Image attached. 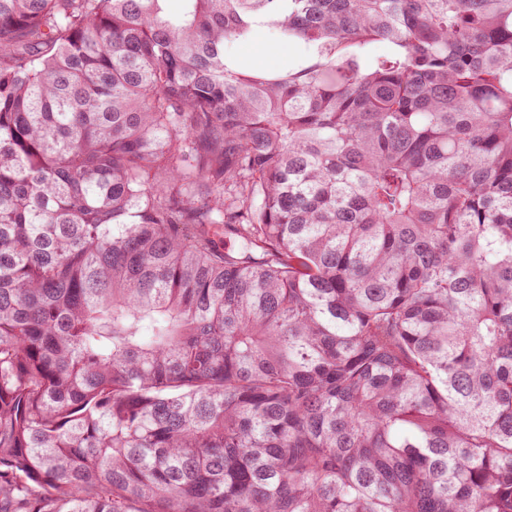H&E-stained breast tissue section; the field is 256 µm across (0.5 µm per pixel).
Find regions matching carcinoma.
Returning a JSON list of instances; mask_svg holds the SVG:
<instances>
[{
  "mask_svg": "<svg viewBox=\"0 0 512 512\" xmlns=\"http://www.w3.org/2000/svg\"><path fill=\"white\" fill-rule=\"evenodd\" d=\"M170 2L0 0V512H512V0ZM224 51L229 56L248 62H276L281 57L276 35L268 30L259 31L248 42L226 43Z\"/></svg>",
  "mask_w": 512,
  "mask_h": 512,
  "instance_id": "1",
  "label": "carcinoma"
}]
</instances>
